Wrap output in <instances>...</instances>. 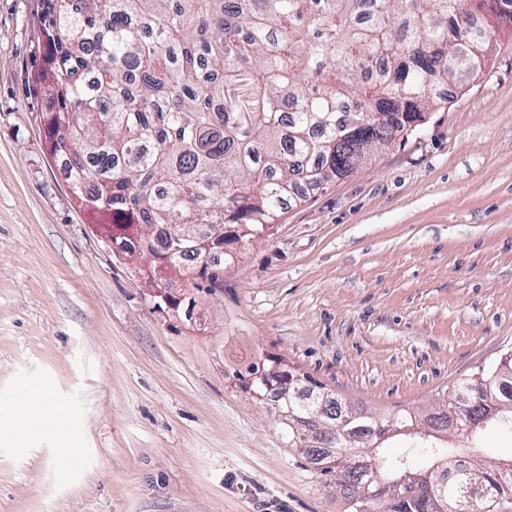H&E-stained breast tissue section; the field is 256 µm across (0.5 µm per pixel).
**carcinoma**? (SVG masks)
<instances>
[{
    "label": "carcinoma",
    "instance_id": "1",
    "mask_svg": "<svg viewBox=\"0 0 512 512\" xmlns=\"http://www.w3.org/2000/svg\"><path fill=\"white\" fill-rule=\"evenodd\" d=\"M44 0L37 49L47 69L34 90L52 105L49 155L67 168L82 208L121 232L139 274L160 288L182 278L199 291L224 285L228 253L197 247L206 225L260 236L281 213L355 173L360 148L388 149L448 103L438 88H462L493 67L498 31L512 26V0ZM258 362L239 387L279 394V424L291 445L346 493L347 512H431L415 493L385 504L374 492L413 472H431L451 512H509L512 472L459 460L417 433L396 457L373 456L389 423L347 410L309 375L285 381ZM479 445L487 429L512 426V354L448 387L444 409L425 416Z\"/></svg>",
    "mask_w": 512,
    "mask_h": 512
}]
</instances>
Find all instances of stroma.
I'll return each mask as SVG.
<instances>
[{
    "instance_id": "35a3bbf8",
    "label": "stroma",
    "mask_w": 512,
    "mask_h": 512,
    "mask_svg": "<svg viewBox=\"0 0 512 512\" xmlns=\"http://www.w3.org/2000/svg\"><path fill=\"white\" fill-rule=\"evenodd\" d=\"M42 0H0V425L27 376L75 412L0 442V512H345L234 376L275 357L355 408H430L512 352V32L493 68L157 309L49 156L28 82Z\"/></svg>"
}]
</instances>
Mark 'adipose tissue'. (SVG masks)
I'll return each instance as SVG.
<instances>
[{"instance_id":"1","label":"adipose tissue","mask_w":512,"mask_h":512,"mask_svg":"<svg viewBox=\"0 0 512 512\" xmlns=\"http://www.w3.org/2000/svg\"><path fill=\"white\" fill-rule=\"evenodd\" d=\"M69 416V411L56 407L46 392L39 391L15 407L5 434L20 443L32 433L53 432L61 443L59 455L64 458L69 454Z\"/></svg>"}]
</instances>
